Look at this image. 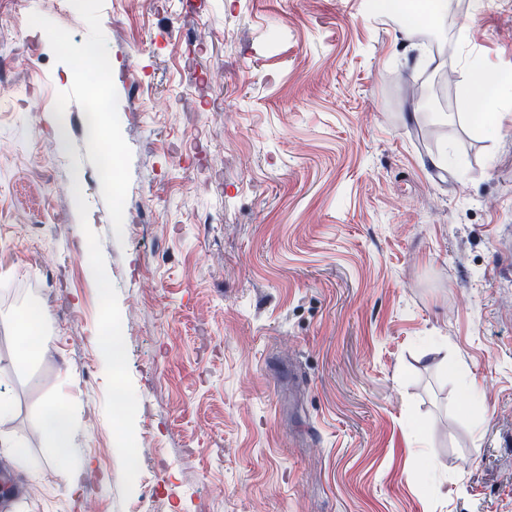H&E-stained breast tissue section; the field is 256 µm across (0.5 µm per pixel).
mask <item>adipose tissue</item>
Wrapping results in <instances>:
<instances>
[{
	"label": "adipose tissue",
	"mask_w": 512,
	"mask_h": 512,
	"mask_svg": "<svg viewBox=\"0 0 512 512\" xmlns=\"http://www.w3.org/2000/svg\"><path fill=\"white\" fill-rule=\"evenodd\" d=\"M76 426L77 418L63 399L55 398L43 405L41 427L52 448L50 460L69 474V489L73 492L79 488V475L84 469L74 460L72 436Z\"/></svg>",
	"instance_id": "adipose-tissue-1"
}]
</instances>
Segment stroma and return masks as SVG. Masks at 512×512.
I'll return each mask as SVG.
<instances>
[{
	"label": "stroma",
	"instance_id": "1",
	"mask_svg": "<svg viewBox=\"0 0 512 512\" xmlns=\"http://www.w3.org/2000/svg\"><path fill=\"white\" fill-rule=\"evenodd\" d=\"M453 2L0 0V320L49 340L0 331V512H512V100L459 83L512 0ZM43 314L35 309L10 322H1V327L17 335L25 346L24 356L31 357L46 348V341L42 336H35L33 328L37 321H41ZM77 426V418L62 398L47 401L41 409V427L43 434L52 448L49 461L59 465L70 475L69 489L75 492L79 489V475L88 461L74 462L72 436Z\"/></svg>",
	"mask_w": 512,
	"mask_h": 512
}]
</instances>
